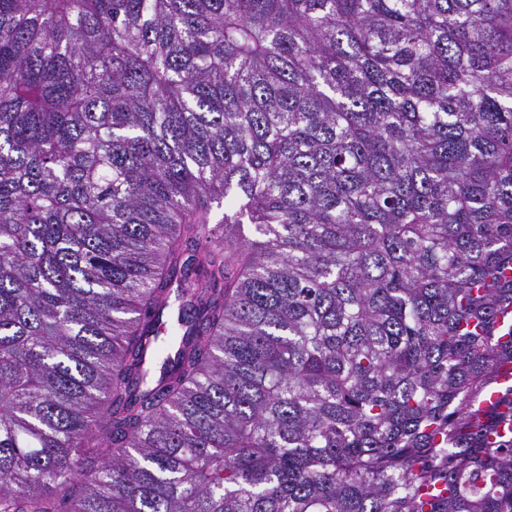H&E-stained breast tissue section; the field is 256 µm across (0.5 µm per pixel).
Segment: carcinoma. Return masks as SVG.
Listing matches in <instances>:
<instances>
[{
    "label": "carcinoma",
    "instance_id": "obj_1",
    "mask_svg": "<svg viewBox=\"0 0 512 512\" xmlns=\"http://www.w3.org/2000/svg\"><path fill=\"white\" fill-rule=\"evenodd\" d=\"M505 316L512 0H0V512H512Z\"/></svg>",
    "mask_w": 512,
    "mask_h": 512
}]
</instances>
